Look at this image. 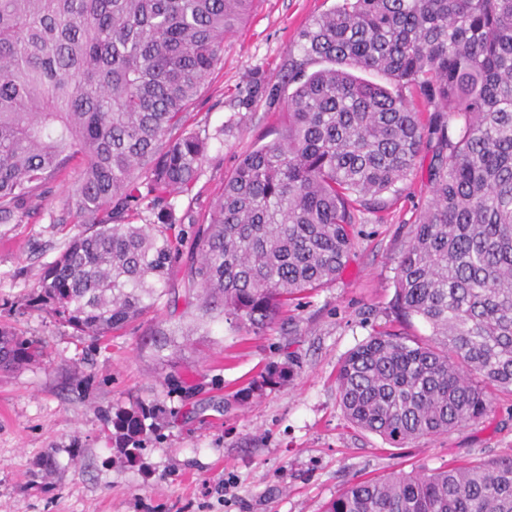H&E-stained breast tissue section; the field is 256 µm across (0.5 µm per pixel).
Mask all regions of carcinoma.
<instances>
[{"label":"carcinoma","instance_id":"obj_1","mask_svg":"<svg viewBox=\"0 0 512 512\" xmlns=\"http://www.w3.org/2000/svg\"><path fill=\"white\" fill-rule=\"evenodd\" d=\"M252 2L0 0V224L84 163L66 202L83 230L45 266L37 307L105 341L170 294L189 244L172 302L260 333L336 281L358 214L408 179L426 142L431 200L393 310L431 333L371 336L338 365L336 392L353 426L394 448L482 420L492 391L512 392V0H339L299 31L302 59L280 84L255 81V96L293 87L276 138L241 156L199 221L175 201L211 139L189 109ZM44 348L0 330V368ZM294 366H267L245 393ZM158 414L139 404L112 419L127 461ZM324 512H512V457L360 480Z\"/></svg>","mask_w":512,"mask_h":512}]
</instances>
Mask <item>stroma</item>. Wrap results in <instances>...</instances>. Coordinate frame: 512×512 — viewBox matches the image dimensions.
I'll use <instances>...</instances> for the list:
<instances>
[{
	"instance_id": "1",
	"label": "stroma",
	"mask_w": 512,
	"mask_h": 512,
	"mask_svg": "<svg viewBox=\"0 0 512 512\" xmlns=\"http://www.w3.org/2000/svg\"><path fill=\"white\" fill-rule=\"evenodd\" d=\"M336 0H255L224 40L192 120L212 136L208 159L179 210L207 215L239 158L272 140L286 92L252 96L287 72L298 30ZM401 192L355 225L349 263L332 285L305 293L263 333L183 308L144 314L104 342L76 335L34 306L44 267L77 232L58 224L81 160L50 183L19 224H0V327L45 341L42 361L0 369V512H324L344 487L371 477L512 456V394L494 392L482 421L394 448L352 426L336 368L375 331L395 325L394 278L407 230L430 198L427 158ZM190 328L160 345L158 331ZM294 356L290 382L245 403L234 394L270 363ZM152 403L139 461L121 457L112 420ZM54 460L50 480L40 466Z\"/></svg>"
}]
</instances>
